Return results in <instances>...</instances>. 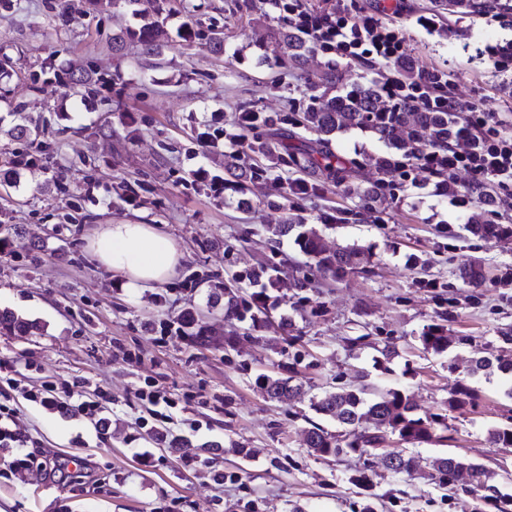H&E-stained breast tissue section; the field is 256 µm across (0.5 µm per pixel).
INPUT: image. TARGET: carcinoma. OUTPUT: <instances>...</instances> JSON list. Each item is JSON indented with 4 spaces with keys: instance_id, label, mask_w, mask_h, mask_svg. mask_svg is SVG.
<instances>
[{
    "instance_id": "1",
    "label": "carcinoma",
    "mask_w": 512,
    "mask_h": 512,
    "mask_svg": "<svg viewBox=\"0 0 512 512\" xmlns=\"http://www.w3.org/2000/svg\"><path fill=\"white\" fill-rule=\"evenodd\" d=\"M295 2L297 8L315 12L325 19L333 18L336 13L331 0H322L323 5L318 7L308 0ZM257 8L263 11L264 17L277 23L275 34L288 57V66L300 70L309 54L321 50L314 33L288 15V0H261L259 6L256 0H233L231 4L232 12L242 17L251 16ZM465 8L470 12L493 9L509 12L508 6L497 3V0H465ZM51 10L61 25L72 22L70 0H53ZM183 11L186 21L180 32L182 39L204 46L215 55L223 54L224 28L212 19L204 21L188 6L183 7ZM158 32L156 22H145L114 36L112 49L120 52L126 41L135 40L142 53L158 57L161 55ZM391 73L403 82L415 81L420 76L415 64L406 62L394 64ZM341 80V71L333 55L329 54L320 71L305 76V90L293 101L291 111L271 113L255 103H245L239 107L229 126L201 134L198 142L213 144L222 137L239 144L242 152L224 156V173L237 179L241 191L245 189L246 180L266 182L274 195L285 201L291 197H317L326 181L338 185L346 183V163L332 148L333 138L346 129L359 128L369 132L402 158L427 150H446L457 143L460 114L468 111L469 105L458 100L453 108H448L451 98L448 87L436 86L435 95L440 97L442 104L423 110L409 96L394 98L384 94L381 81L377 79L339 94L336 89ZM391 161V156L377 158L378 179L360 191L364 210L370 212L383 205L387 193L397 185L398 177L388 166ZM307 221L303 210L294 205L285 222L271 228L272 234L278 237L301 229L296 242L309 263L308 270H300L294 277V288L303 293L313 288L318 276L338 281L350 273L368 271L372 255L367 249L354 243L329 250L324 246L322 235L316 228L307 226ZM467 229L481 237L512 236L511 225L497 224L483 215L472 217ZM268 298L265 288L245 298L234 286L226 285L224 318L248 316L256 322H268ZM37 329V323L11 310H0L1 336H27ZM419 340L425 350L443 353L461 338L449 335L448 329L437 323L428 326ZM470 371L474 376L500 373L506 394L512 397V358L478 355L473 358ZM260 389L270 400L288 402L300 393L302 384L295 382L292 376H265ZM365 391L364 387L326 390L311 399L315 413L336 423L342 433L312 426L306 436L310 455L337 458L356 452H379L385 460L394 456L397 465H388L386 469L395 474L419 476L436 480L441 485L459 487L478 495L496 512H512V493L505 492V482L485 465L461 456L440 455L434 457L425 470L408 449L387 447L393 436L411 445L435 439L443 441L445 437L438 434L443 421L438 414L419 415L411 396L400 389L379 390L369 399L365 397ZM475 396L473 389L462 387L448 399V406L464 407L473 403ZM488 438L500 448H512V426L495 427L488 432Z\"/></svg>"
}]
</instances>
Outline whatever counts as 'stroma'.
Instances as JSON below:
<instances>
[{
	"label": "stroma",
	"instance_id": "1",
	"mask_svg": "<svg viewBox=\"0 0 512 512\" xmlns=\"http://www.w3.org/2000/svg\"><path fill=\"white\" fill-rule=\"evenodd\" d=\"M224 24L223 56L183 41L181 9L159 19L161 54L135 45L123 53L112 37L138 26L122 9L71 0L76 20L58 25L51 0H10L0 8V52L13 75L0 93V169L26 153L35 167L17 169L0 222L12 233L0 252V310L38 322L42 334L0 336V359L15 360L13 384L0 383V407L47 454L84 462V478L20 470L17 448L0 447V512H488L471 494L387 472L375 457L353 453L319 459L305 438L320 417L311 396L331 387H398L412 394L419 414L442 415L447 438L417 446L420 461L464 456L492 470L512 471V453L490 443V428L512 423V398L499 376L470 373L477 352L512 357L502 340L512 328V237L479 238L464 229L482 205L454 206L436 181L399 185L380 217L319 224L327 246L356 243L373 254L370 273L320 280L299 303L292 270L305 256L293 237L273 238L285 209L270 206L267 184L211 188L224 172L223 148L195 147L199 133L223 126L241 103L285 112L304 88L279 62L272 22L228 16L224 0H192ZM338 9L385 17L398 25L419 68L452 73L460 96L489 112L512 114V80L503 81L475 56L477 48L511 38L494 18L437 10L434 0H335ZM443 20L447 36L416 25ZM47 68L31 83L28 67ZM73 69L91 79L123 81L113 91L82 97L52 75ZM283 86L271 87L273 77ZM29 126L45 130L47 148L16 140L15 107ZM353 164L347 184L325 183L317 201L303 200L306 217L329 207L357 210V188L372 183L373 158L385 145L352 128L333 141ZM249 207H239V196ZM152 224L178 243L175 276L153 288H124L86 249L99 225ZM481 261L474 288L461 277ZM279 279L269 304L273 317L294 323V337L264 323L225 320L216 285L259 266ZM197 313L209 341L196 345L180 330L185 310ZM445 325L458 341L445 353L423 350L427 325ZM364 336V344L351 338ZM395 354L383 358V347ZM294 376L302 395L266 400L265 375ZM75 384L78 402L107 392L100 416H66L28 400L45 382ZM475 390V406L452 409L460 387ZM159 390L172 406L140 399ZM172 437L187 448L167 447ZM249 449V457L236 447ZM223 472V487L211 472ZM368 476V485L357 483Z\"/></svg>",
	"mask_w": 512,
	"mask_h": 512
}]
</instances>
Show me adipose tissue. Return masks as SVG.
I'll use <instances>...</instances> for the list:
<instances>
[{
	"mask_svg": "<svg viewBox=\"0 0 512 512\" xmlns=\"http://www.w3.org/2000/svg\"><path fill=\"white\" fill-rule=\"evenodd\" d=\"M88 248L101 268L121 277L132 290L164 283L182 258L172 237L133 222L101 225Z\"/></svg>",
	"mask_w": 512,
	"mask_h": 512,
	"instance_id": "adipose-tissue-1",
	"label": "adipose tissue"
}]
</instances>
